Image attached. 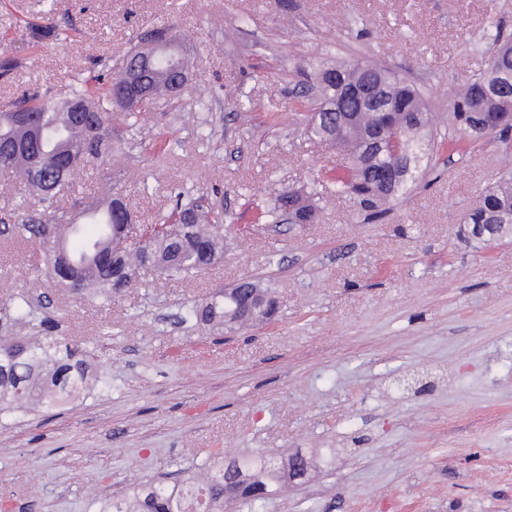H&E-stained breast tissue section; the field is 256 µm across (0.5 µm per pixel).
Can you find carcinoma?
<instances>
[{"label":"carcinoma","instance_id":"1","mask_svg":"<svg viewBox=\"0 0 512 512\" xmlns=\"http://www.w3.org/2000/svg\"><path fill=\"white\" fill-rule=\"evenodd\" d=\"M190 44L186 37L171 33V48L151 56L140 78L150 88L148 94L130 104L118 101L115 83L126 76L137 62L126 56L120 63L104 66L98 74L86 78L74 76L67 96L58 98L47 91L24 93L0 112V170L20 174L42 198L49 210L34 217L17 209L5 211L0 224L9 225L26 242L42 235L46 226L55 232L59 246L68 248V238L81 239L82 228L68 224L70 210L78 202L67 203L59 197L70 186L75 173L87 165L121 150L119 132L132 129L140 118L172 94L170 79L175 72L189 74L187 57ZM486 68L468 85L448 97V141L451 146L479 140L497 131L508 142L512 131V38L496 32L488 48ZM308 84L296 94L301 106L316 109V121L308 132L346 153L345 165L357 171L353 179L336 177V194L353 199L367 217L381 213V206L406 195L418 179V170L427 156L419 137L397 153L368 156L362 144L375 129L376 117L355 99L346 96L349 86L379 83L385 95L383 111L393 127L412 126L416 113L432 114L428 103L415 87L363 57L353 56L336 67L308 62L304 68ZM358 113L356 120L336 131L338 115ZM74 153L73 167L58 170L48 157L61 150ZM324 185L313 181L311 194L292 195L281 189L272 206L256 204L262 218L278 222L290 215L297 224H312L317 219L311 196L320 194ZM125 197L121 190L112 193L103 206L90 204L86 212L102 211L99 234L83 243L73 253L80 267L78 285L72 292L82 297L112 302L119 288H129L137 271L145 264V251L169 276L176 279L209 269L220 254L224 241L223 215L213 208L189 203L155 224H146L142 236L145 246H122L126 225L113 214L115 197ZM471 224H512V175H503L495 186L485 191L479 205L469 215ZM181 239H168L178 226ZM6 306L13 311L14 325L33 330L32 302L19 294ZM189 314L197 323L224 332V292H215L194 304ZM38 334L29 337H0V417L27 412L33 406L52 407L63 402L92 380L87 356L71 343L51 335L49 320L40 322ZM222 460L195 480L172 487L161 482H146L132 492L112 501V512H224V503H240L249 512H260L271 482L288 480L282 468L283 457L263 453L228 458L221 450L210 453ZM231 487L227 499L224 488Z\"/></svg>","mask_w":512,"mask_h":512}]
</instances>
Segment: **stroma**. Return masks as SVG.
<instances>
[{
    "mask_svg": "<svg viewBox=\"0 0 512 512\" xmlns=\"http://www.w3.org/2000/svg\"><path fill=\"white\" fill-rule=\"evenodd\" d=\"M41 9L0 0V48L24 61L0 105L66 94L77 67L121 61L140 29L190 36L179 107L147 114L75 190L91 203L121 188L142 223L214 195L224 255L181 280L144 267L102 307L0 233V303L28 294L106 380L0 420V512H101L139 482L199 473L210 448L306 456L267 512H512V234L480 241L465 222L512 153L493 135L459 153L436 142L412 194L367 219L336 195L338 157L294 89L303 62L359 55L410 81L445 129L449 93L486 67L473 40L512 33V0H56L60 41L36 38ZM317 178L315 223L255 222L251 200ZM244 279L272 292L273 319L220 336L188 320Z\"/></svg>",
    "mask_w": 512,
    "mask_h": 512,
    "instance_id": "1",
    "label": "stroma"
}]
</instances>
